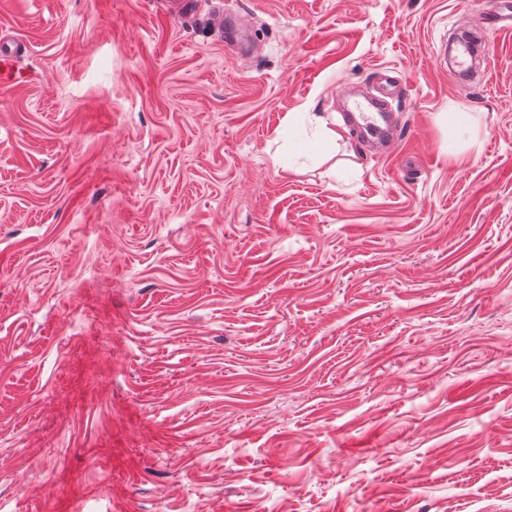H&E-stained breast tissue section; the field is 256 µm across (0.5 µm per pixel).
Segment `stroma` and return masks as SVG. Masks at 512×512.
Instances as JSON below:
<instances>
[{
  "mask_svg": "<svg viewBox=\"0 0 512 512\" xmlns=\"http://www.w3.org/2000/svg\"><path fill=\"white\" fill-rule=\"evenodd\" d=\"M173 3L0 0V512H512V30L467 83L470 0ZM18 46L0 49V84L20 85L27 82L29 74L20 66ZM391 93L377 101L354 100L350 110L351 125L362 142L381 157L392 155L402 141L403 127H399L391 112H387Z\"/></svg>",
  "mask_w": 512,
  "mask_h": 512,
  "instance_id": "35a3bbf8",
  "label": "stroma"
}]
</instances>
